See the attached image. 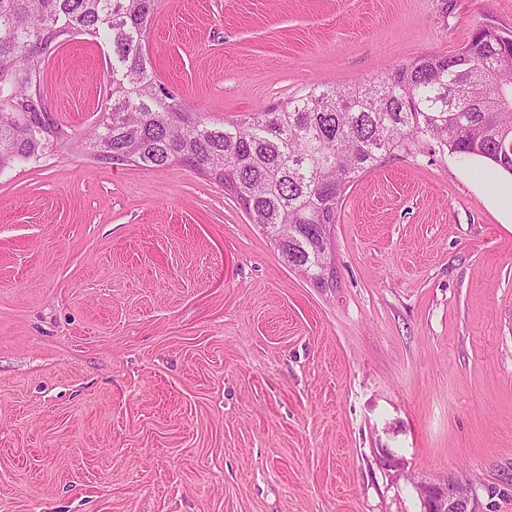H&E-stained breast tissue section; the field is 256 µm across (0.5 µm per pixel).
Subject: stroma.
<instances>
[{"label": "stroma", "instance_id": "35a3bbf8", "mask_svg": "<svg viewBox=\"0 0 512 512\" xmlns=\"http://www.w3.org/2000/svg\"><path fill=\"white\" fill-rule=\"evenodd\" d=\"M489 22L512 0H157L146 49L234 120ZM111 54L52 50L64 137L0 171V512H423L455 477L512 512V175L407 142L346 189L318 288L193 169L73 146Z\"/></svg>", "mask_w": 512, "mask_h": 512}]
</instances>
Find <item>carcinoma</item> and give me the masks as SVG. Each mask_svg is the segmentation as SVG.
<instances>
[{
  "label": "carcinoma",
  "instance_id": "1",
  "mask_svg": "<svg viewBox=\"0 0 512 512\" xmlns=\"http://www.w3.org/2000/svg\"><path fill=\"white\" fill-rule=\"evenodd\" d=\"M156 0H0V170L35 163L63 137L40 81L52 44L89 35L112 48L107 97L92 137L100 160L163 171L187 166L224 187L288 266L318 288L347 187L402 148L428 138L512 174V35L473 53L423 54L340 90L217 122L187 109L156 80L145 37Z\"/></svg>",
  "mask_w": 512,
  "mask_h": 512
}]
</instances>
